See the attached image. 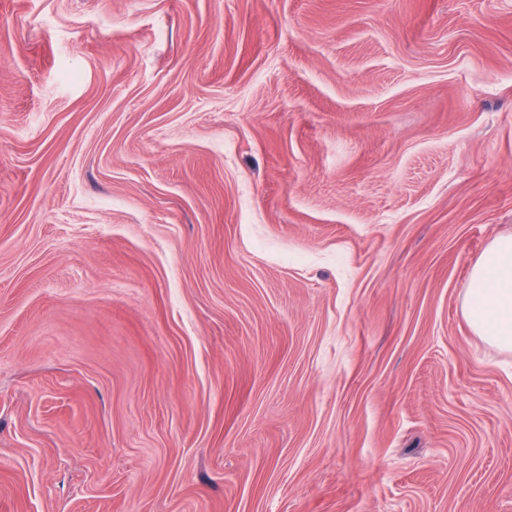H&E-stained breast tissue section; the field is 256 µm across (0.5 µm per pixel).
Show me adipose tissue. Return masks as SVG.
Listing matches in <instances>:
<instances>
[{
	"label": "adipose tissue",
	"instance_id": "obj_1",
	"mask_svg": "<svg viewBox=\"0 0 512 512\" xmlns=\"http://www.w3.org/2000/svg\"><path fill=\"white\" fill-rule=\"evenodd\" d=\"M463 311L476 336L512 351V235L495 238L472 268Z\"/></svg>",
	"mask_w": 512,
	"mask_h": 512
}]
</instances>
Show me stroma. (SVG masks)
<instances>
[{"instance_id":"obj_1","label":"stroma","mask_w":512,"mask_h":512,"mask_svg":"<svg viewBox=\"0 0 512 512\" xmlns=\"http://www.w3.org/2000/svg\"><path fill=\"white\" fill-rule=\"evenodd\" d=\"M512 0H0V512H512ZM463 311L476 336L512 351V235L495 238L472 268Z\"/></svg>"}]
</instances>
